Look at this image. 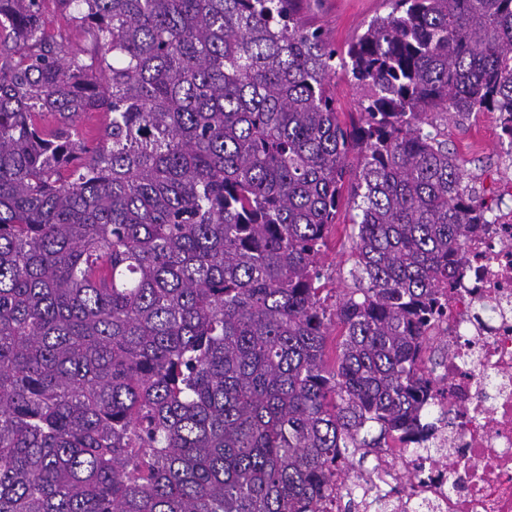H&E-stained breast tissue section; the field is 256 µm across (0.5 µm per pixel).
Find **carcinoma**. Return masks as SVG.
I'll use <instances>...</instances> for the list:
<instances>
[{"mask_svg": "<svg viewBox=\"0 0 512 512\" xmlns=\"http://www.w3.org/2000/svg\"><path fill=\"white\" fill-rule=\"evenodd\" d=\"M43 2L0 0V512H318L421 433L423 336L492 212L448 116L512 144V0H390L344 54L301 0H57L88 59ZM42 7L47 27L49 30H54L53 34L67 33L74 46L82 45L81 36L72 27L69 16L56 5L54 0L44 1ZM333 96L336 99V110L342 123L351 125L358 121V99L359 91L347 78L341 77L336 80L332 87ZM351 183H346L342 191V198L336 214V231L334 230L328 242V249L325 255L326 263L333 264L336 269L334 273V283L328 288H338L336 291H342L343 288H349L352 284L348 271L351 268L349 259V243L345 237V227L349 230L352 219L355 218L357 211L353 209V191Z\"/></svg>", "mask_w": 512, "mask_h": 512, "instance_id": "1", "label": "carcinoma"}]
</instances>
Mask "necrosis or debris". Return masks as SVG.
Returning a JSON list of instances; mask_svg holds the SVG:
<instances>
[{"instance_id": "4bbe7bcc", "label": "necrosis or debris", "mask_w": 512, "mask_h": 512, "mask_svg": "<svg viewBox=\"0 0 512 512\" xmlns=\"http://www.w3.org/2000/svg\"><path fill=\"white\" fill-rule=\"evenodd\" d=\"M428 339L445 338L448 380L425 410L427 439L375 449L321 512L347 492L376 512H512V208L477 224Z\"/></svg>"}]
</instances>
